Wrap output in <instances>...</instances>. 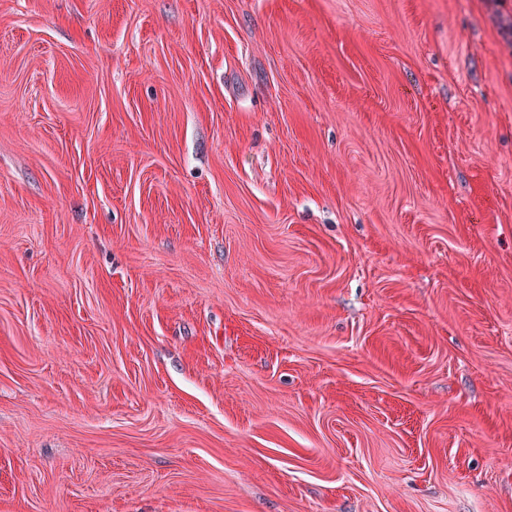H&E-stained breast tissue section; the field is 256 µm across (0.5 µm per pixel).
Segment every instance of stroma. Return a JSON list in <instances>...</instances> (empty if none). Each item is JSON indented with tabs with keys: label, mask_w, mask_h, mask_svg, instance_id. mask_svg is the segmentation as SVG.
<instances>
[{
	"label": "stroma",
	"mask_w": 512,
	"mask_h": 512,
	"mask_svg": "<svg viewBox=\"0 0 512 512\" xmlns=\"http://www.w3.org/2000/svg\"><path fill=\"white\" fill-rule=\"evenodd\" d=\"M512 0H0V512H512Z\"/></svg>",
	"instance_id": "1"
}]
</instances>
